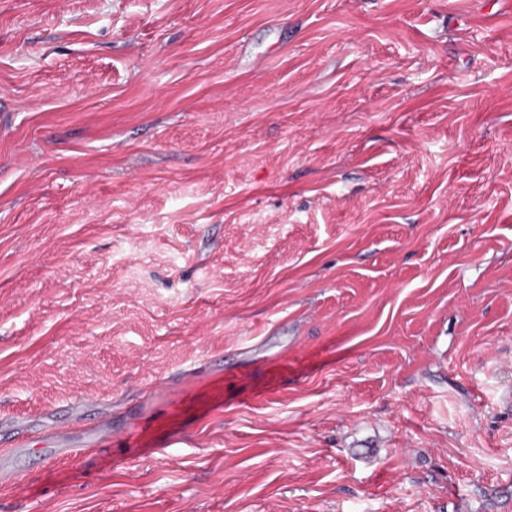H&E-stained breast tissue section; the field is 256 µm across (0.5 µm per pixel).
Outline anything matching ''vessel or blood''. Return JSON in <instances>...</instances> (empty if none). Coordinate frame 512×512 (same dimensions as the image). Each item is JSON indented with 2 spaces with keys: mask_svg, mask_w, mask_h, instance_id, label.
<instances>
[{
  "mask_svg": "<svg viewBox=\"0 0 512 512\" xmlns=\"http://www.w3.org/2000/svg\"><path fill=\"white\" fill-rule=\"evenodd\" d=\"M141 427V419L137 416L126 417L121 426H113L112 417L108 412H101L94 424H86L81 418L72 417L64 422L52 423L41 436L33 439L15 437L13 447L24 448L37 445L50 449L59 458L72 455L77 446L95 447L102 439L111 437L114 430L131 434Z\"/></svg>",
  "mask_w": 512,
  "mask_h": 512,
  "instance_id": "1",
  "label": "vessel or blood"
}]
</instances>
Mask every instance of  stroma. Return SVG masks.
<instances>
[{
    "instance_id": "obj_1",
    "label": "stroma",
    "mask_w": 512,
    "mask_h": 512,
    "mask_svg": "<svg viewBox=\"0 0 512 512\" xmlns=\"http://www.w3.org/2000/svg\"><path fill=\"white\" fill-rule=\"evenodd\" d=\"M85 395L142 430L10 450ZM0 455V512H512V0H0Z\"/></svg>"
}]
</instances>
